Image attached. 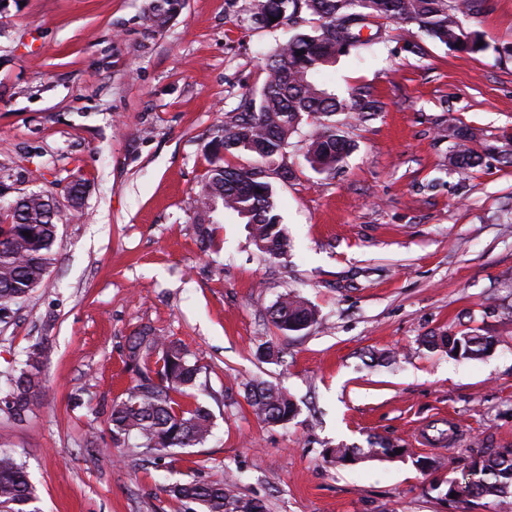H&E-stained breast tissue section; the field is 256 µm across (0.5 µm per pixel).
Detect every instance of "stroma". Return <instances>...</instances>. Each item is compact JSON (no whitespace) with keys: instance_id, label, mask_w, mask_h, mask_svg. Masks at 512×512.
Returning a JSON list of instances; mask_svg holds the SVG:
<instances>
[{"instance_id":"obj_1","label":"stroma","mask_w":512,"mask_h":512,"mask_svg":"<svg viewBox=\"0 0 512 512\" xmlns=\"http://www.w3.org/2000/svg\"><path fill=\"white\" fill-rule=\"evenodd\" d=\"M156 3L0 5V181L14 196L52 193L63 215L43 285L0 323V397L34 340L50 348L40 403L21 422L0 410V449L24 464L39 512H187L169 485L224 478L266 512H499L449 500L444 483L470 451L512 448V165L492 156L461 172L446 129L495 147L512 135V57L497 52L512 45V0H489L485 54L389 23L382 43L322 73L339 95L371 87L382 109L350 121L354 148L331 175L304 159L313 120L291 138L294 176L275 187L292 248L276 261L229 217L203 247L190 216L209 142L294 31L262 22L253 0H183L158 23ZM77 181L88 191L72 220ZM286 294L314 306L316 324L277 329L268 310ZM145 327L201 366L204 445L113 441L111 406L136 379L127 342ZM443 334L494 345L460 362L420 342ZM255 379L288 389L290 423L252 414ZM451 424L452 443L416 436ZM378 437L401 455L329 458ZM426 457L441 469L424 472Z\"/></svg>"}]
</instances>
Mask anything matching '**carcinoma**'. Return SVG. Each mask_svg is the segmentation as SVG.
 Returning a JSON list of instances; mask_svg holds the SVG:
<instances>
[{
    "mask_svg": "<svg viewBox=\"0 0 512 512\" xmlns=\"http://www.w3.org/2000/svg\"><path fill=\"white\" fill-rule=\"evenodd\" d=\"M488 0H255L256 15L266 24L277 18L296 28L282 48L266 60V78L259 98H242L238 111L227 113L224 133L209 142V168L199 186L192 213L195 224H215L230 214L251 225L258 249L271 259L288 254L291 247L283 231L275 189L270 176L286 180L292 171L281 164L306 117L317 125L305 158L311 169L330 173L341 167L353 149L342 134L336 116L364 120L380 111V101L369 87L338 96L319 81L321 72L341 55L368 52L383 39L379 20L413 25L418 31L450 48L471 55L487 52L490 44L471 29L488 9ZM312 25L306 31V25ZM454 139L451 156L463 171L481 165L483 154L474 148L477 133L468 126H448ZM247 155L250 167L226 162L228 156ZM70 216L81 214L85 186L74 183L68 191ZM12 209L0 218V322L10 318L12 307L40 287L56 261L55 244L60 220L52 194L29 192L14 197ZM269 315L281 331L298 332L316 322L314 309L299 298L276 302ZM422 345L443 348L457 360L477 359L490 342L483 336H425ZM48 346L41 338L30 344L12 390L5 401L17 421L40 400ZM125 364L138 381L126 396L112 404L113 440L133 438L140 448H191L207 441L213 418L196 398L201 366L190 360L182 346L145 327L129 338ZM246 401L253 414L268 425H283L297 413L288 390L267 381L246 387ZM389 439L370 442L368 448H335L331 456L344 465L369 458L398 455ZM168 495L182 505L194 504L202 512H264L260 500L233 493L229 483L217 481L177 483ZM461 502L491 497L512 506V448L468 455L462 477L448 482L446 496ZM37 499L23 465L10 454L0 453V512H37Z\"/></svg>",
    "mask_w": 512,
    "mask_h": 512,
    "instance_id": "1",
    "label": "carcinoma"
}]
</instances>
